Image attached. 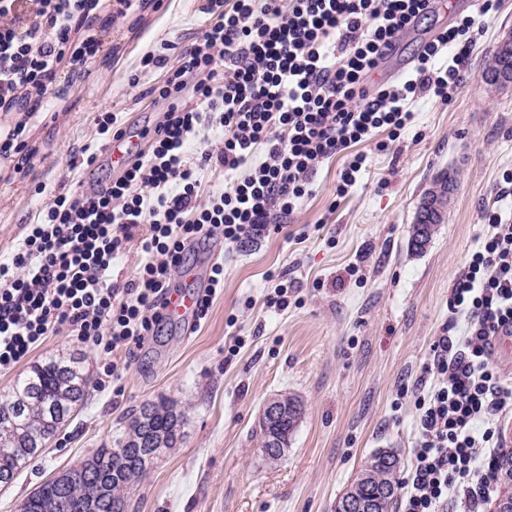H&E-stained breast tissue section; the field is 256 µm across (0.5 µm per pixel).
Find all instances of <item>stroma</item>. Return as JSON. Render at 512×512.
Wrapping results in <instances>:
<instances>
[{"mask_svg": "<svg viewBox=\"0 0 512 512\" xmlns=\"http://www.w3.org/2000/svg\"><path fill=\"white\" fill-rule=\"evenodd\" d=\"M207 0H141L122 16L99 0L82 25L99 44L91 75L63 69L51 111L38 99L35 115L0 111V127L26 121L34 151L28 173L0 159V255L10 253L54 196L89 189L105 179L112 158L101 151L94 118L118 113L127 130L152 128L164 112L149 88L160 72L142 75L144 52L168 41L169 65L209 22ZM479 0H449L398 40L374 81L403 77L418 48L435 31L476 14ZM512 31V0L476 36L463 84L447 100L415 104L413 126L388 150L363 144L366 168L337 197L342 158L325 161L315 192L284 229L228 246L202 244L186 263L192 276L176 288L206 287L212 264L224 266V290L199 324L168 321L138 351L117 387L99 388L112 356L82 344L69 329L48 336L29 363L73 355L90 381L86 405L58 433L43 457L0 491V512H16L41 484L79 466L95 449L112 447L133 410L162 400L186 410L179 447L163 450L148 475L131 485L135 512H333L367 457L393 449L409 469L418 438L415 409L402 399L415 387L430 347L448 323V295L477 249L488 213L512 216V88L482 81L486 57ZM99 151L82 166V151ZM77 169H70V162ZM458 186L444 224L421 254L407 241L421 197L440 171ZM286 273L288 306L268 307V272ZM296 396L304 413L284 457L270 462L255 425L264 404Z\"/></svg>", "mask_w": 512, "mask_h": 512, "instance_id": "1", "label": "stroma"}]
</instances>
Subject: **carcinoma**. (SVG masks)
Returning <instances> with one entry per match:
<instances>
[{
	"label": "carcinoma",
	"instance_id": "carcinoma-1",
	"mask_svg": "<svg viewBox=\"0 0 512 512\" xmlns=\"http://www.w3.org/2000/svg\"><path fill=\"white\" fill-rule=\"evenodd\" d=\"M512 70V55L496 51L483 76ZM438 230L436 224H414L409 246L422 252ZM88 385L79 358L48 356L30 368L12 391L0 394V480H14L22 464L39 457L83 404ZM278 421L259 420L261 448H286L296 431L303 407L288 394L276 397ZM150 415L131 417L125 436L111 448H98L91 459L65 471L62 482H44L19 506V512H117L127 508L130 486L151 466L147 456L182 442L186 412L165 401L148 404ZM400 487V460L380 449L362 466L351 485L336 500L335 512H345L348 499L369 501L372 512H395Z\"/></svg>",
	"mask_w": 512,
	"mask_h": 512
}]
</instances>
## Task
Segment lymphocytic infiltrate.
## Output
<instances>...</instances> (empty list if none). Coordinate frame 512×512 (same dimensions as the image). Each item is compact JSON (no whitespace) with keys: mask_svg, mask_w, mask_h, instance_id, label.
<instances>
[{"mask_svg":"<svg viewBox=\"0 0 512 512\" xmlns=\"http://www.w3.org/2000/svg\"><path fill=\"white\" fill-rule=\"evenodd\" d=\"M435 0H209L213 19L176 66L152 51L143 72L165 68L149 93L167 105L141 150L94 189L56 195L22 241L0 256V370L25 361L50 333L133 353L156 335L172 281L196 245L265 235L313 192L326 160L346 154L338 195L365 167L361 144L397 138L426 95L447 99L497 0L437 32L398 81L371 85L399 37ZM88 0H0V108L31 97L54 104L62 64L88 71L97 44L81 36ZM199 145L189 158L190 145ZM223 189H215L216 181ZM487 231L448 296L469 320L443 332L412 391L419 438L403 512H484L503 450L497 417L512 409L491 339L512 324V222L489 214ZM136 243L140 265L123 286L112 264Z\"/></svg>","mask_w":512,"mask_h":512,"instance_id":"lymphocytic-infiltrate-1","label":"lymphocytic infiltrate"}]
</instances>
